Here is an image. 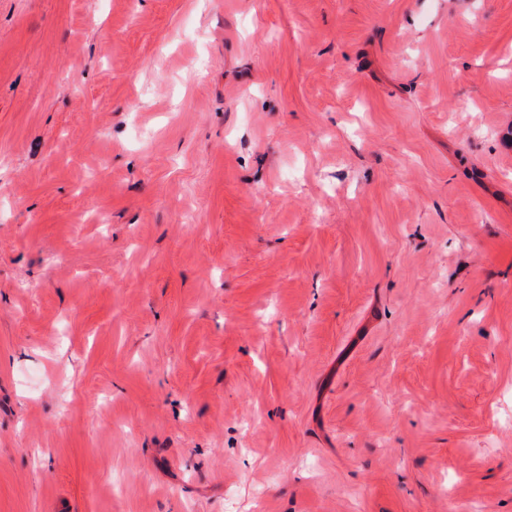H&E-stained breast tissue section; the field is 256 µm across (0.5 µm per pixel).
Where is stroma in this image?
<instances>
[{"label": "stroma", "mask_w": 512, "mask_h": 512, "mask_svg": "<svg viewBox=\"0 0 512 512\" xmlns=\"http://www.w3.org/2000/svg\"><path fill=\"white\" fill-rule=\"evenodd\" d=\"M0 512H512V0H0Z\"/></svg>", "instance_id": "1"}]
</instances>
